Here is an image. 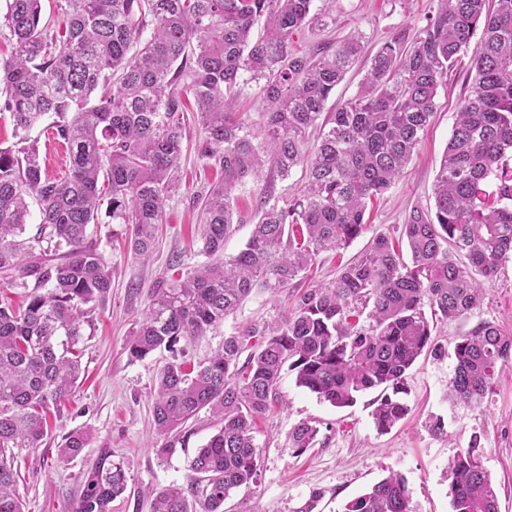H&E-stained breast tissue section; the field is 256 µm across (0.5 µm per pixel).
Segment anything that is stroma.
Returning a JSON list of instances; mask_svg holds the SVG:
<instances>
[{
  "instance_id": "35a3bbf8",
  "label": "stroma",
  "mask_w": 512,
  "mask_h": 512,
  "mask_svg": "<svg viewBox=\"0 0 512 512\" xmlns=\"http://www.w3.org/2000/svg\"><path fill=\"white\" fill-rule=\"evenodd\" d=\"M433 6L434 0H315L314 9L328 11L327 24L296 35L294 46L307 53L320 42L358 33L370 56L393 36L413 39ZM462 80V71H454L440 89L436 113L406 172L373 202L368 233L344 249L341 258L323 254L309 273L311 279L332 281L339 259L362 252L372 235L392 232L412 209L433 206L436 173L465 92ZM184 123L181 186L166 203L167 222L156 236L150 259L138 260L124 249L125 227L113 223L107 213H100L98 223L88 227L89 238L112 264V288L105 303L90 314V334L83 345L84 377L73 399L53 417L42 447L15 451L17 491L25 512H70L81 471L104 449L123 462L128 473L126 496L113 502L112 512H150L149 501L140 499L139 491L187 483L192 458L221 426L212 414L200 411L176 434L175 453L158 458L155 449L163 440L153 432L151 402L158 373L171 355L158 351L135 360L127 352L130 333L146 315L156 283L175 273L190 276L204 261L197 252L201 213L194 198L222 173L195 154L193 144L202 129L192 113H185ZM257 192L253 183L236 191L239 224L224 243L225 255H235L246 243L257 221ZM286 306V300L266 294L251 296L221 327L181 341L180 347L187 360H202L223 344L225 336L250 324L275 321ZM477 316L512 336V260L489 284ZM459 329L455 322L435 323L432 335L442 354L422 355L408 370L403 396L408 413L385 432L376 428L371 416L377 391L361 395L353 406L337 408L297 386L294 372L283 371L277 400L255 424L257 479L232 492L224 512H299L311 499L316 502L314 512H344L349 500L392 471L405 477L414 512H452L448 463L474 434L480 435L485 449L483 462L497 488L498 510L512 512V363L504 366L483 406L452 403L448 380ZM436 420L441 423L437 431L432 428ZM302 422L316 426L318 435L315 445L299 454L288 435ZM78 428L90 430L89 446L74 463H58L56 449L62 436Z\"/></svg>"
}]
</instances>
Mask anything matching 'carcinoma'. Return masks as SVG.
Instances as JSON below:
<instances>
[{"label":"carcinoma","instance_id":"carcinoma-1","mask_svg":"<svg viewBox=\"0 0 512 512\" xmlns=\"http://www.w3.org/2000/svg\"><path fill=\"white\" fill-rule=\"evenodd\" d=\"M57 35L42 23L41 0H6L3 25L14 49L0 61V99L18 133L0 149V287L25 304L0 301V512H24L13 449L38 448L53 410L75 393L88 313L112 288V265L87 239L107 205L130 226V253L146 260L180 189L183 95L194 98L203 136L197 156L224 178L203 200L200 252L186 279L152 289L148 313L128 352L143 359L205 336L250 296L285 292L295 304L278 321L224 337L192 364L176 356L160 370L152 403L156 433L168 436L207 409L223 425L190 462L189 482L150 488L152 512H224L237 488L256 479L254 419L276 399L284 369L296 384L344 408L374 389L373 418L386 431L407 413L406 373L440 347L426 316L467 323L486 298L484 284L512 259V0H437L415 41L393 38L371 58L356 95L322 117L326 103L362 53L361 37L302 55L294 34L323 21L314 0H64ZM263 22V32L254 27ZM469 58L461 98L435 177L432 210L376 234L328 283L308 279L321 254L368 230L367 204L406 170L436 111L439 88ZM258 87L265 126L253 131L227 107L240 83ZM48 114L54 139L70 153L68 173L47 174L27 131ZM319 127L312 154L309 132ZM306 165L299 196L280 205L266 183L261 211L237 255H224L234 230L235 191L263 168L286 177ZM40 205L36 233L18 239ZM368 310L369 324L353 321ZM244 363H239L242 354ZM448 397L482 405L512 336L479 320L453 350ZM317 427L297 425L291 446L313 447ZM89 434L70 431L57 461L79 458ZM480 436L448 465L452 512H498ZM72 512H112L127 489L123 463L103 450L80 475ZM345 512H412L405 478L392 473L345 505Z\"/></svg>","mask_w":512,"mask_h":512}]
</instances>
